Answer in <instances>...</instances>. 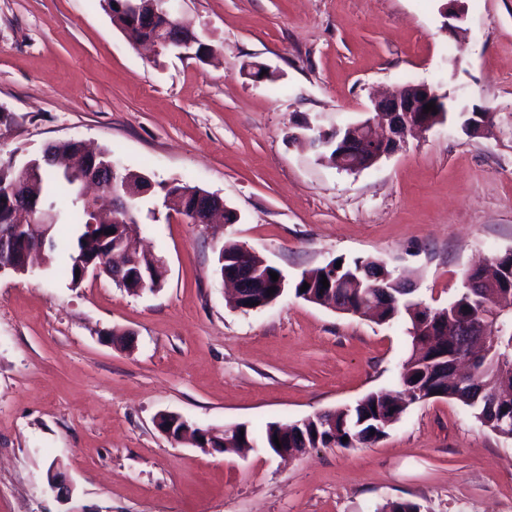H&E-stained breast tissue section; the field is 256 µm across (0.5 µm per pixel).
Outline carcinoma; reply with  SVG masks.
Masks as SVG:
<instances>
[{
	"label": "carcinoma",
	"instance_id": "1",
	"mask_svg": "<svg viewBox=\"0 0 512 512\" xmlns=\"http://www.w3.org/2000/svg\"><path fill=\"white\" fill-rule=\"evenodd\" d=\"M38 164L24 173L23 180L27 194L36 202V217L46 224L42 232L43 239L35 240L29 228L18 230L21 248L32 251L47 266L57 265L74 288L80 286V275L76 269L93 254L103 250L124 251L131 249L140 258L136 267L139 279L147 289H161L165 275L158 270L148 256L134 246L131 226H139L137 197L129 185L141 186L146 176L132 171H121L114 176L112 191L119 192L126 201V207L95 215L88 210L80 193L83 181L75 171L57 169L45 160L36 158ZM69 200L65 209L57 207V199ZM73 227L74 240L66 243L57 235V225ZM114 234H107V230ZM242 255V245L237 242H225L216 248L217 270L234 265ZM326 266H317L305 270L294 285L295 296L305 301L330 305L329 289L323 287L320 280ZM386 276L384 286L389 288L387 299L372 306L365 298L374 279ZM473 276L483 280L480 292L467 288L459 292L444 307L431 308L421 302L406 298L408 291L399 282L393 272L377 259L357 258L351 262L341 261L336 269V286L340 287L345 303L354 312L363 316L370 315L377 324H390L401 318L410 323L412 338L411 352L404 361L399 374V385L405 392L424 390L435 391L451 400L461 402L474 410L475 419L492 432L512 439V314L506 312L497 316L494 322L493 336L489 337L485 354L479 357L475 373L458 376L452 363L459 355V348L449 342L446 333L451 324L468 315H483L493 312L486 293L502 290L500 301L512 305V293L506 285L512 280V251L491 257L487 264L474 271ZM309 284L305 291L304 284ZM407 401L399 394L388 399L382 391L366 394L351 409L336 410V446L355 448L368 440L372 429L387 417L401 419L405 413ZM277 423L266 425L264 432L257 436L251 430L244 431L239 448L254 446L274 447ZM325 430L316 420L303 427L302 436L293 440L298 448H316L323 444ZM348 441H342V437ZM419 504L410 500L389 501L376 512H418Z\"/></svg>",
	"mask_w": 512,
	"mask_h": 512
}]
</instances>
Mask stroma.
<instances>
[{
    "label": "stroma",
    "mask_w": 512,
    "mask_h": 512,
    "mask_svg": "<svg viewBox=\"0 0 512 512\" xmlns=\"http://www.w3.org/2000/svg\"><path fill=\"white\" fill-rule=\"evenodd\" d=\"M170 0L211 49L206 61L129 43L100 0H0V155L47 144L106 148L151 181L218 194L235 224L160 209L142 225L167 264L162 290L108 278L80 287L52 269L0 276V512H512V440L450 399L410 405L384 438L284 460L206 453L155 425L174 412L221 429L292 423L397 389L407 320L377 324L286 291L242 313L216 271L235 241L288 282L335 258L372 257L416 298L446 306L468 268L512 250V0ZM264 63L275 82L243 64ZM405 82L489 108V134L457 114L349 172L302 144L305 120L365 119ZM132 332V342L117 334Z\"/></svg>",
    "instance_id": "1"
}]
</instances>
